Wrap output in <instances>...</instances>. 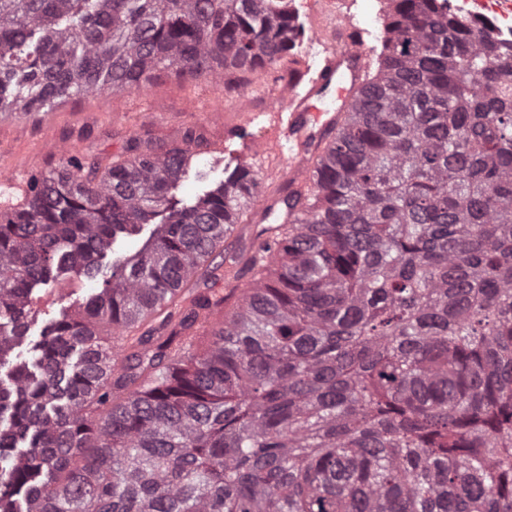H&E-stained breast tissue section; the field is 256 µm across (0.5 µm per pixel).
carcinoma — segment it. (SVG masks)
I'll return each mask as SVG.
<instances>
[{
  "mask_svg": "<svg viewBox=\"0 0 512 512\" xmlns=\"http://www.w3.org/2000/svg\"><path fill=\"white\" fill-rule=\"evenodd\" d=\"M291 2L0 0V112L263 69L295 47ZM383 27L247 250L224 225L252 219L255 171L177 207L189 150L140 136L0 212V512H512V50L436 0H387ZM152 222L10 359L36 286ZM153 224H144L141 231L134 235H119L112 245L113 256L127 255L137 251L142 244L149 238Z\"/></svg>",
  "mask_w": 512,
  "mask_h": 512,
  "instance_id": "1",
  "label": "carcinoma"
}]
</instances>
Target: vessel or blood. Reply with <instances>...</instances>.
<instances>
[{"mask_svg":"<svg viewBox=\"0 0 512 512\" xmlns=\"http://www.w3.org/2000/svg\"><path fill=\"white\" fill-rule=\"evenodd\" d=\"M365 35L351 16H344L334 43L324 45L315 61H302L275 111L266 115L280 132L275 142L278 154H305L313 137L335 125V113L321 109L320 104L329 96L349 102L370 64Z\"/></svg>","mask_w":512,"mask_h":512,"instance_id":"vessel-or-blood-1","label":"vessel or blood"}]
</instances>
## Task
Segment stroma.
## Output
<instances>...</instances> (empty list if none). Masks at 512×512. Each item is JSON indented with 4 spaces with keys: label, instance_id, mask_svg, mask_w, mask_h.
Returning <instances> with one entry per match:
<instances>
[{
    "label": "stroma",
    "instance_id": "obj_1",
    "mask_svg": "<svg viewBox=\"0 0 512 512\" xmlns=\"http://www.w3.org/2000/svg\"><path fill=\"white\" fill-rule=\"evenodd\" d=\"M303 31L296 52H304L313 30L332 36L336 25L334 0H310L299 7ZM286 67L276 66L255 74L227 72L223 78L191 80L175 71L154 73L149 83L128 92L80 95L66 105L39 112L0 113V201L21 206L28 180L58 170L64 159L77 154L109 164L121 154L132 136L152 139L168 148L185 146V128H196L199 144L189 147L188 172L175 199L190 204L223 181L227 169L247 162L254 169L269 198H278L288 187V166L274 154L265 159L245 157L255 143H273L276 132L269 123L243 121L247 112L271 111L286 88ZM235 128L225 138V128ZM109 264H102L98 277H68L36 287L33 313L26 334L13 352L15 361L30 358L31 347L49 324L62 313L74 312L94 294Z\"/></svg>",
    "mask_w": 512,
    "mask_h": 512
}]
</instances>
